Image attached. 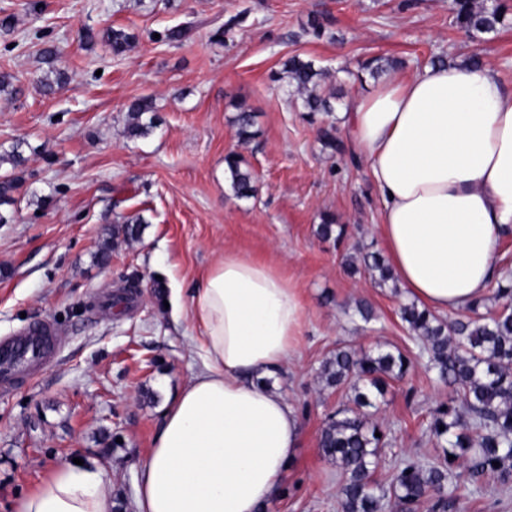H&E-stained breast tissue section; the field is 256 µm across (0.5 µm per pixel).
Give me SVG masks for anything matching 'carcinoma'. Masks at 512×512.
<instances>
[{
    "label": "carcinoma",
    "mask_w": 512,
    "mask_h": 512,
    "mask_svg": "<svg viewBox=\"0 0 512 512\" xmlns=\"http://www.w3.org/2000/svg\"><path fill=\"white\" fill-rule=\"evenodd\" d=\"M452 26L460 33L474 37L507 26V8L502 4L488 6L486 0H452ZM115 55L129 50L134 37L122 30L108 34ZM49 75L42 79L46 92L52 93L62 84L63 72L55 68L54 49L44 50ZM394 67L381 57L362 63L356 74L371 76ZM55 79H50V75ZM323 70L310 61L291 56L274 80L294 89L303 102L307 120L317 125L323 144L342 150L336 128L318 118L332 111L333 93H324ZM237 135L243 142L257 136L254 115L240 107L235 117ZM159 127L153 100L148 97L133 101L127 110V134L147 137ZM230 186L239 198H250L256 192L252 171L236 153L224 157ZM145 230L140 218L112 225V243H131L141 239ZM318 234L340 242L346 235L344 226H335V218L325 215ZM346 256L352 272L364 271L378 284L394 280L384 257L376 251L353 247ZM496 297L502 308L488 315L479 313V305L464 308L452 322L437 318L426 308L412 302L402 307L401 319L424 343L429 354L427 368L448 385L453 397L438 406L427 426L429 438L442 449V461L425 466L411 458L404 459L393 475L389 489L379 487L372 474L381 461L384 437L369 425L365 408L374 406L373 394L384 395L386 379H401L412 367V361L398 351L377 349L358 353L346 347L337 348L322 368L327 386L349 383L354 389L353 405L338 408L329 415L321 431L320 446L335 458L345 474L341 488V512H378L382 497L393 496L409 512L428 505L429 512H447L460 499L458 491L466 483L483 478L496 482L502 489L512 487V281L497 283ZM455 459L450 460L448 456ZM499 466H494V463Z\"/></svg>",
    "instance_id": "carcinoma-1"
}]
</instances>
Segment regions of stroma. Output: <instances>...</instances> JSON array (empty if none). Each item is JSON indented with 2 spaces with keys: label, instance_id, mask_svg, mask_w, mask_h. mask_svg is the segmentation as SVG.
<instances>
[{
  "label": "stroma",
  "instance_id": "35a3bbf8",
  "mask_svg": "<svg viewBox=\"0 0 512 512\" xmlns=\"http://www.w3.org/2000/svg\"><path fill=\"white\" fill-rule=\"evenodd\" d=\"M452 0H0V75L19 95L0 97V152L19 146L18 185L0 205V339L52 323L58 354L36 376L0 392V512L57 467L94 460L110 476L120 508L136 512L135 481L161 425V407L197 366L186 314L190 290L224 250L264 259L298 288L304 313L297 354L272 378L303 436L272 512H340L345 476L320 447L329 414L350 389L327 387L322 364L339 346L401 351L415 362L391 381L370 419L388 441L375 478L389 485L411 457L436 460L421 431L449 389L427 369L422 344L400 317L403 288L344 268L353 245L382 248L381 199L345 128L348 102L373 80L353 73L366 59H401L405 78L434 56L479 54L512 87V27L472 40L451 26ZM242 21L219 35L231 17ZM321 37L307 34L311 18ZM185 27L178 41L170 30ZM135 37L113 56L109 30ZM56 49L66 79L42 93ZM298 55L325 70L343 152L319 140L300 99L272 79ZM152 97L161 119L150 136L125 132L129 104ZM254 114L256 138L240 142L238 107ZM239 153L256 193L238 198L225 170ZM346 227L341 245L319 237L323 214ZM139 217V242L100 251L112 227ZM140 288L122 313L107 299L130 280ZM372 309L363 319L359 304ZM461 512H512V490L485 478L469 485Z\"/></svg>",
  "mask_w": 512,
  "mask_h": 512
}]
</instances>
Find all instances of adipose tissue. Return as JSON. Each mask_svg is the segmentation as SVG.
Here are the masks:
<instances>
[{"label": "adipose tissue", "mask_w": 512, "mask_h": 512, "mask_svg": "<svg viewBox=\"0 0 512 512\" xmlns=\"http://www.w3.org/2000/svg\"><path fill=\"white\" fill-rule=\"evenodd\" d=\"M347 127L381 196L392 272L432 311L480 301L512 231V89L492 68L427 65L354 98ZM187 316L201 367L167 398L136 481L138 512H266L302 440L272 376L292 357L303 305L271 263L219 255ZM98 463L56 468L16 512H113Z\"/></svg>", "instance_id": "adipose-tissue-1"}]
</instances>
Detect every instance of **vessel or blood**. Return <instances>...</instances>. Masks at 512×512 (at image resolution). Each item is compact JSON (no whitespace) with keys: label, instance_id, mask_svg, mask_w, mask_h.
<instances>
[{"label":"vessel or blood","instance_id":"b4317fda","mask_svg":"<svg viewBox=\"0 0 512 512\" xmlns=\"http://www.w3.org/2000/svg\"><path fill=\"white\" fill-rule=\"evenodd\" d=\"M55 334L53 325L37 323L23 334L0 342L1 391L10 390L19 375L32 373L38 362L52 354Z\"/></svg>","mask_w":512,"mask_h":512}]
</instances>
